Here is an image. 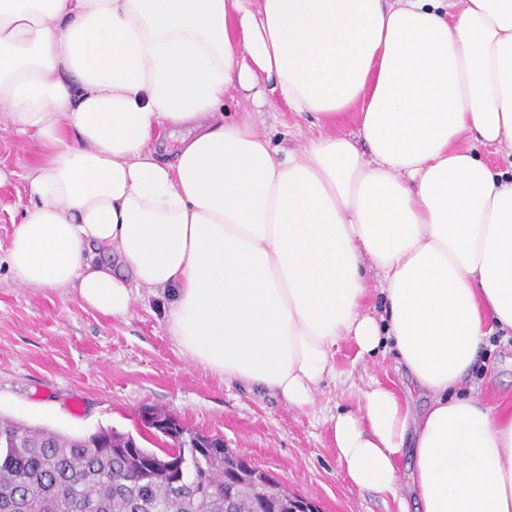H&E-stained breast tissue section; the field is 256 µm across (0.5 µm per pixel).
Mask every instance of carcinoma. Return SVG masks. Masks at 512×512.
<instances>
[{"label":"carcinoma","mask_w":512,"mask_h":512,"mask_svg":"<svg viewBox=\"0 0 512 512\" xmlns=\"http://www.w3.org/2000/svg\"><path fill=\"white\" fill-rule=\"evenodd\" d=\"M170 463L129 432L69 435L0 415V512H292L303 497L184 426Z\"/></svg>","instance_id":"1"}]
</instances>
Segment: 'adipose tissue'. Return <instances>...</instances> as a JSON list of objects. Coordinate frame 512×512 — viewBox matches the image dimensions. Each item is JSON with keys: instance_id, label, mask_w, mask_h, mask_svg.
Returning a JSON list of instances; mask_svg holds the SVG:
<instances>
[{"instance_id": "1", "label": "adipose tissue", "mask_w": 512, "mask_h": 512, "mask_svg": "<svg viewBox=\"0 0 512 512\" xmlns=\"http://www.w3.org/2000/svg\"><path fill=\"white\" fill-rule=\"evenodd\" d=\"M261 81L317 134L286 152L226 120ZM0 124L39 146L16 282L112 318L159 292L191 362L299 409L339 344L394 343L402 389L327 418L350 482L512 512V410L461 390L512 331V178L460 145L512 149V0H0Z\"/></svg>"}]
</instances>
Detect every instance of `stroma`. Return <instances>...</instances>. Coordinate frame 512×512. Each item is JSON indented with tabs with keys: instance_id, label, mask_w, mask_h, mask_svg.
Returning a JSON list of instances; mask_svg holds the SVG:
<instances>
[{
	"instance_id": "obj_1",
	"label": "stroma",
	"mask_w": 512,
	"mask_h": 512,
	"mask_svg": "<svg viewBox=\"0 0 512 512\" xmlns=\"http://www.w3.org/2000/svg\"><path fill=\"white\" fill-rule=\"evenodd\" d=\"M232 116L251 120L273 144L294 148L317 128L303 116L267 106L246 93L228 101ZM36 143L0 128V245H7L28 204L26 176ZM164 298L140 290L130 314L106 317L83 309L73 289L30 288L0 262V414L65 434L114 428L162 448L142 419L152 407L188 428L223 436L227 447L271 471L322 512H398L397 500L362 490L346 477L325 416L355 409L375 382L400 384L393 347L359 355L336 351V376L314 406H288L267 391L225 381L192 364L169 336ZM483 401H512V343L484 346L466 381Z\"/></svg>"
}]
</instances>
